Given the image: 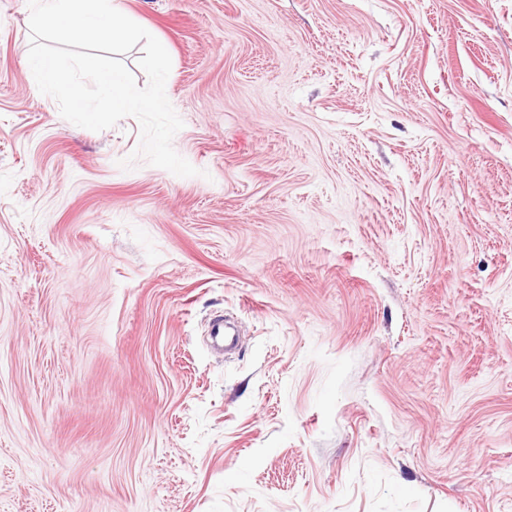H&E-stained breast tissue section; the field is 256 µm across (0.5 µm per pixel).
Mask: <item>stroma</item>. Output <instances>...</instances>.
I'll list each match as a JSON object with an SVG mask.
<instances>
[{"label":"stroma","instance_id":"obj_1","mask_svg":"<svg viewBox=\"0 0 512 512\" xmlns=\"http://www.w3.org/2000/svg\"><path fill=\"white\" fill-rule=\"evenodd\" d=\"M125 2L197 176L0 0V512H512V0Z\"/></svg>","mask_w":512,"mask_h":512}]
</instances>
